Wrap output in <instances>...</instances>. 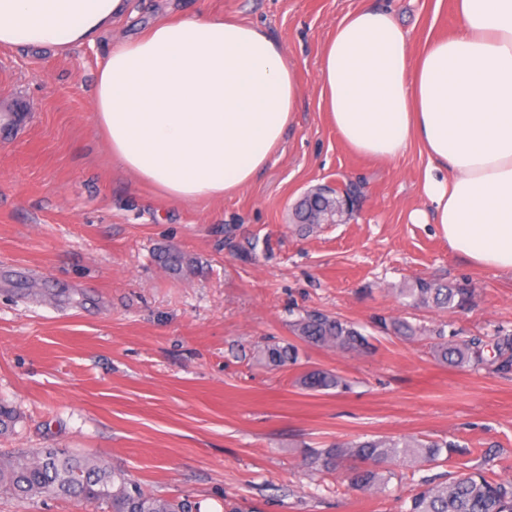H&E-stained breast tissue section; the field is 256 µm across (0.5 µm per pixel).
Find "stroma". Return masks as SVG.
I'll list each match as a JSON object with an SVG mask.
<instances>
[{
  "instance_id": "35a3bbf8",
  "label": "stroma",
  "mask_w": 512,
  "mask_h": 512,
  "mask_svg": "<svg viewBox=\"0 0 512 512\" xmlns=\"http://www.w3.org/2000/svg\"><path fill=\"white\" fill-rule=\"evenodd\" d=\"M367 4L392 8L415 52L460 24L454 0H130L95 44L61 55L0 46V403L17 414L0 454L93 455L198 512L228 502L246 512H401L426 476L512 479V372L449 367L428 337L381 326L512 331V274L475 268L449 248L429 217L418 147L378 161L350 150L329 122L322 48L338 19ZM174 16L262 26L303 87L282 153L241 191L191 204L118 169L92 112L113 41ZM324 185L355 189L348 219L301 229L296 203ZM162 247L192 268H164ZM418 277L469 284L472 301L458 313L406 308L396 290ZM303 310L360 326L373 352L297 341L290 323ZM268 342L296 343L298 365L256 364ZM314 368L348 390L301 389ZM381 435L456 448L400 470L385 495L302 464L309 449ZM0 512L107 508L3 494Z\"/></svg>"
}]
</instances>
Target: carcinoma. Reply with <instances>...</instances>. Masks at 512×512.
I'll return each instance as SVG.
<instances>
[{"instance_id":"cac0c4a2","label":"carcinoma","mask_w":512,"mask_h":512,"mask_svg":"<svg viewBox=\"0 0 512 512\" xmlns=\"http://www.w3.org/2000/svg\"><path fill=\"white\" fill-rule=\"evenodd\" d=\"M352 196L332 190L309 191L294 208V221L305 229L318 217H340L350 209ZM161 263L174 271L192 264L183 253L164 249ZM409 307L434 305L441 309L461 310L468 304L472 289L464 285L448 286L417 278L399 289ZM293 333L318 347L340 352L365 354L372 344L352 324L319 312L298 315L291 323ZM393 329L410 339L431 332V352L440 362L461 370L474 369L484 362L483 343L477 336L446 337L442 328L428 330L406 322L393 323ZM493 348L496 370H512V333L499 331ZM258 362L270 367L293 366L299 359L298 348L290 343H270L255 352ZM298 383L310 391L342 389L345 380L337 374L314 369L300 376ZM455 447L448 441H425L415 436H379L364 441L336 443L313 450L305 465L319 471L345 469L349 486L361 493L385 494L397 474L395 468H417L436 461L444 450ZM0 492L19 499L33 495L79 497L107 504L112 512H192L186 500L162 499L145 491L126 474L109 471L90 456L67 453L53 448L17 451L0 458ZM402 512H512V479L488 480L478 471L462 472L445 483L426 479L418 491L403 503Z\"/></svg>"}]
</instances>
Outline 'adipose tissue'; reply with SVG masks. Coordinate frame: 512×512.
<instances>
[{
	"instance_id": "1",
	"label": "adipose tissue",
	"mask_w": 512,
	"mask_h": 512,
	"mask_svg": "<svg viewBox=\"0 0 512 512\" xmlns=\"http://www.w3.org/2000/svg\"><path fill=\"white\" fill-rule=\"evenodd\" d=\"M460 27L412 52L395 14L337 20L320 98L354 152L391 161L419 146L423 192L449 247L512 272V0H455ZM128 0H0V45L55 53L94 43ZM301 85L283 46L237 20L159 21L113 44L94 117L113 162L164 196L220 198L281 153Z\"/></svg>"
}]
</instances>
